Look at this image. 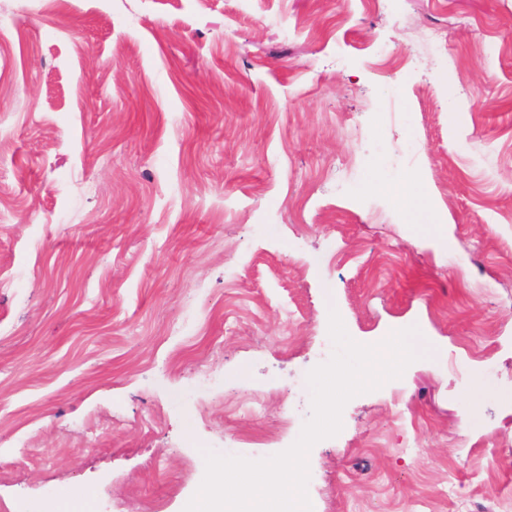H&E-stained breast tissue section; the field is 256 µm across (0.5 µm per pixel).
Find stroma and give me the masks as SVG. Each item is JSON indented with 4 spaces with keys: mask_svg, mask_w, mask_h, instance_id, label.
Segmentation results:
<instances>
[{
    "mask_svg": "<svg viewBox=\"0 0 512 512\" xmlns=\"http://www.w3.org/2000/svg\"><path fill=\"white\" fill-rule=\"evenodd\" d=\"M333 309L426 350L313 512H512V0H0V512L288 449ZM424 193L425 191L413 178L403 181L400 187L399 201L408 215L413 216L420 212V218L424 217L425 209L421 202Z\"/></svg>",
    "mask_w": 512,
    "mask_h": 512,
    "instance_id": "35a3bbf8",
    "label": "stroma"
}]
</instances>
